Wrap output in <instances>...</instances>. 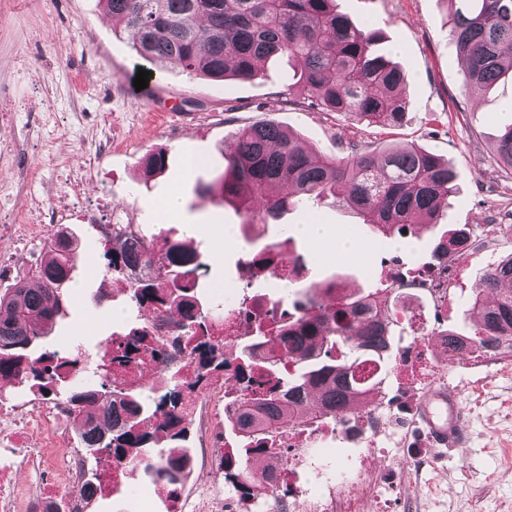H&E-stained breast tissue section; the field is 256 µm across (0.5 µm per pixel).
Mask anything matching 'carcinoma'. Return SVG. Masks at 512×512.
<instances>
[{
    "label": "carcinoma",
    "mask_w": 512,
    "mask_h": 512,
    "mask_svg": "<svg viewBox=\"0 0 512 512\" xmlns=\"http://www.w3.org/2000/svg\"><path fill=\"white\" fill-rule=\"evenodd\" d=\"M108 13L134 31L136 54L156 66H176L211 79L253 81L264 77L272 57L301 62L288 84L289 104L345 113L376 127L397 126L408 106L402 96L404 68L379 48L381 36L368 24H356L338 10L336 0H101ZM450 44L465 62L466 86L482 90L512 73V0H453ZM235 151L219 182L202 191L219 192L225 201L248 204L251 215L276 218L286 209H306L328 197L342 196L357 209L365 225L385 235L392 228L405 235L415 224H434L458 178L438 155L414 145L365 150L351 142L345 154L315 160L300 139L274 123H256L234 132ZM496 157L512 169V123L496 142ZM163 257L148 250L146 263L158 277L130 289L137 313L149 319L178 315L194 336L186 346L157 343L146 332L124 337L104 357L117 366L148 355L167 365L179 353L194 365L191 376H173L168 385L145 395L132 382L112 388L105 363L92 369L78 358L60 357L35 347L65 311L60 289L72 279L78 260L75 240L59 234L46 248L30 279L0 292V379H15L41 396H53L78 421L85 448L92 455L126 459L152 483L180 489L185 478L190 401L213 378L230 367L224 344L208 335L214 316L198 300H190L178 283L196 273L192 251L168 236ZM107 268L121 273L131 257L105 251ZM368 296L353 294L336 311L318 300L315 288L297 291L292 308L302 312L313 336L295 341L288 356L294 373H283L255 361L252 349L241 348L234 367L240 413L231 422L238 448L228 475L241 496L257 494L254 457L267 438L259 415L267 421L299 420L312 410L348 431L361 417L373 419L377 407L369 395L383 394L394 372L398 341L384 336ZM474 322L469 337L447 329L448 362L463 356L464 341L490 356L512 355V255L494 264L482 287L466 302ZM375 365L368 377L362 363ZM119 396L132 410L122 422L113 415ZM97 406L89 413L86 407ZM173 443L168 451L157 443Z\"/></svg>",
    "instance_id": "obj_1"
}]
</instances>
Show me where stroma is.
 Here are the masks:
<instances>
[{"label":"stroma","instance_id":"1","mask_svg":"<svg viewBox=\"0 0 512 512\" xmlns=\"http://www.w3.org/2000/svg\"><path fill=\"white\" fill-rule=\"evenodd\" d=\"M338 7L353 22L368 21L381 31L406 70L409 104L399 126H366L340 112L288 105V79L300 68L296 61L269 59L264 78L250 82L213 80L174 67L154 71L136 56L132 32L105 11L102 0H0V107L9 106L13 114L10 125L0 124V291L32 274L53 233L48 227L29 235L21 216L35 207L57 215L78 240L79 259L63 290L65 314L40 347L93 363L134 315L120 275L106 270L102 227L112 220L150 234L172 230L174 239L198 251L208 264L198 290L206 308L213 304L212 287L223 285L237 261L267 239L289 238L288 249L302 256L309 283L346 278L370 290L377 286L380 259L413 267L448 228L478 229L474 251L461 262L454 303L428 310L426 335L402 338L403 344L415 340L426 347L434 378L420 384L391 374L382 403L395 413L378 417L379 452L367 457L357 438L341 431L326 443L330 466L304 470L302 478L321 493L337 475L355 471L360 494L338 512H512V357L451 363L431 346L441 326L473 332L466 300L486 271L512 254V171L495 155L498 136L512 122V81L486 93L465 89L463 65L448 39L450 0H338ZM141 68L152 75L139 91L133 81ZM258 121L293 131L319 157L339 155L352 141L369 150L416 145L448 160L458 173L456 188L437 225L414 226L402 237L382 238L357 211L329 199L269 220L264 239L238 233L217 246L211 236L193 234V226L237 227L248 216L202 187L226 169L237 128ZM158 150L166 153V167L147 172L145 159ZM186 155L200 158V166L185 169ZM72 182L80 185L81 198L71 195ZM174 191L183 207L163 215L162 203ZM90 208L99 209L100 223L80 220V211ZM308 221L358 240L361 255L342 258L292 235L291 225ZM442 385L457 389L467 431L465 446L451 451L431 445L421 420L432 390ZM223 390V381L211 382L191 408L185 446L194 465L180 492L182 512H219L233 493L223 467L208 454L235 440L224 420ZM1 403L11 406L12 417L0 421V448L25 454L15 470L19 493L59 492L63 474L29 459L48 441L35 424L43 397L1 380ZM144 483L130 473L124 490L97 499L89 512H171L170 501L159 495L129 509L130 490Z\"/></svg>","mask_w":512,"mask_h":512}]
</instances>
